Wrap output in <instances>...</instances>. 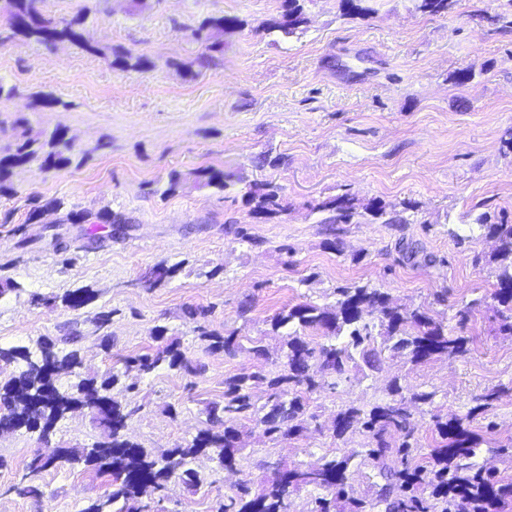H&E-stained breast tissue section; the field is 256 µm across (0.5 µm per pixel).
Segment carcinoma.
Wrapping results in <instances>:
<instances>
[{
    "mask_svg": "<svg viewBox=\"0 0 512 512\" xmlns=\"http://www.w3.org/2000/svg\"><path fill=\"white\" fill-rule=\"evenodd\" d=\"M44 0H8L7 26L10 35L22 36L40 43L69 41L95 52L84 33L78 30L85 18L59 23L47 16ZM456 0H417V9L431 16H444ZM228 18L203 22L194 36L215 51L220 44L212 41ZM306 23L299 0H283L280 18L267 25L289 36ZM63 136L56 131L50 140L40 141L22 136L13 152L0 157V184L6 182L11 169L33 161L47 167L71 163L58 146ZM248 203L255 211L275 215L284 210L281 188L271 182L254 183L247 193ZM318 210L334 216L331 224H347L357 210L356 199L338 195L318 205ZM370 216L384 219L386 224L404 222L396 211H386L383 204L365 206ZM486 235L496 238L500 247L492 260L499 274L491 298L500 321L499 329L512 335V224L481 225ZM178 266L157 264L151 271L149 287L171 279ZM340 298L334 306L298 304L279 312L271 320L272 328H287L284 336L285 361L276 371L259 368L224 381V399L206 407L207 420L219 428H207L192 439L169 450L159 458L126 437L128 419L136 409L113 396L118 375L108 373L100 378L82 377L78 372L81 360L77 352L63 353L51 342L41 346L34 355L25 348L0 351V360L22 362L23 366L4 384H0V431L25 430L38 434L46 442L56 424L68 414L87 409L100 423L107 425L108 439L89 448L57 449L54 457L35 454L27 469L38 473L64 461L82 465L96 473L112 476V491L103 499L89 504L81 512H145L143 498L161 491L167 482L180 479L195 484L197 473L190 463L200 455H210L221 467L235 468L242 453L237 421L249 416L264 428L273 442L300 436L309 422L316 420L310 408V395L328 384V379L341 380L354 371L379 369L383 347L402 353L411 363H422L438 357H453L468 351L469 339L448 333V328L435 320L424 306L413 308L392 304L388 294L367 285H354L338 290ZM94 299V291L78 288L61 296L71 309L81 308ZM376 313L380 332L374 336L367 324H360L364 310ZM312 328L324 333L325 341L315 343L300 334ZM211 350H222L233 356L239 348L235 333L220 336L197 327ZM165 328L157 329L154 339L160 345L151 353L127 357L124 363L134 364L149 374L161 366L171 370L198 374L204 369L200 362L191 363L175 341H165ZM73 374L79 380L68 388L59 384L62 374ZM266 384L269 396L259 406L251 394L252 385ZM390 398L369 409L347 407L336 414L331 433L342 437L357 431L364 437L365 459L378 469L383 483L375 485L371 497L356 496L349 481V459H327L316 468L288 467L279 461H263L271 470L267 485L259 492L244 478L232 495L220 503L216 512H289L292 492L306 487L321 491L310 512H500L506 500H512V481L499 478L495 472L477 468L469 462L481 439L470 427L472 415H434V426L440 441L423 453L411 430L413 411L421 405H433L435 393L421 391L407 398L402 387L394 382ZM122 503L118 509L117 503Z\"/></svg>",
    "mask_w": 512,
    "mask_h": 512,
    "instance_id": "obj_1",
    "label": "carcinoma"
}]
</instances>
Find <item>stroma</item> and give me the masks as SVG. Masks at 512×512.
Instances as JSON below:
<instances>
[{
	"instance_id": "stroma-1",
	"label": "stroma",
	"mask_w": 512,
	"mask_h": 512,
	"mask_svg": "<svg viewBox=\"0 0 512 512\" xmlns=\"http://www.w3.org/2000/svg\"><path fill=\"white\" fill-rule=\"evenodd\" d=\"M301 3L306 22L286 36L266 29L281 0H45L56 20L84 15L98 53L21 37L0 45V156L25 132L45 140L59 130L71 144L70 165L27 163L0 190V282L19 285L0 295V349L36 353L48 340L77 352L84 374L121 371L114 395L136 409L127 435L154 454L206 428V403L257 365L253 340L281 360L283 333L271 319L284 308L332 306L339 288L363 284L395 304L426 306L451 328L456 311L474 305L459 327L466 354L415 365L384 353L378 371L314 392L318 418L292 440L272 442L239 420L238 473L193 460L200 484L171 480L161 512H215L239 476L264 482V460L309 467L346 457L355 491L371 495L379 477L363 462L362 436L335 438L329 428L346 407L386 400L395 379L405 393L435 394L433 409L412 419L425 447L433 411L466 415L503 386L471 422L484 438L472 462L512 478V453L500 450L512 442V336L493 330L497 244L481 229L512 224V0H456L445 16L417 11L415 0H364V15L344 14L340 0ZM222 17L238 24L221 50H207L193 32ZM120 54L129 67L116 65ZM39 93L56 104L30 108ZM204 167L223 173V186L199 179ZM266 180L282 188L284 209L272 216L247 202ZM341 194L361 206L379 200L405 221L361 209L330 247L316 206ZM53 199L60 208H47ZM409 244L418 249L411 259ZM161 262L178 265L177 275L148 287ZM85 287L89 305L61 303ZM103 311L112 319L102 327ZM201 324L242 336L236 356L209 350ZM160 327L202 373L125 367L154 347ZM104 438L87 410L62 419L45 445L0 433V512H82L104 497L110 476L63 462L35 475L26 468L35 452ZM21 483L41 497L18 494Z\"/></svg>"
}]
</instances>
